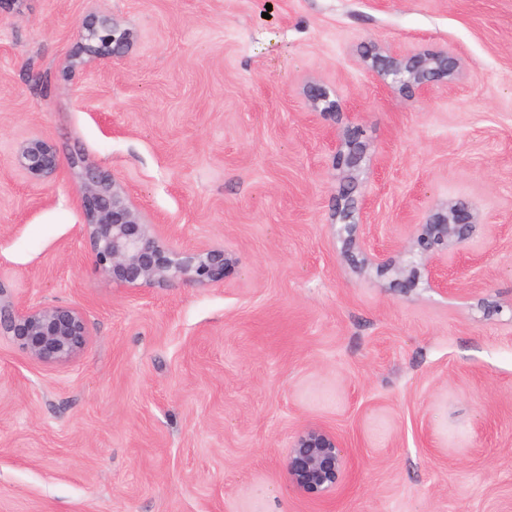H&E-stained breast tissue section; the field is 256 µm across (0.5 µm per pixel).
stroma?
<instances>
[{"label":"stroma","instance_id":"35a3bbf8","mask_svg":"<svg viewBox=\"0 0 512 512\" xmlns=\"http://www.w3.org/2000/svg\"><path fill=\"white\" fill-rule=\"evenodd\" d=\"M93 17L130 45L74 66ZM424 50L461 68L416 98L365 59ZM311 83L341 121L310 110ZM32 138L54 178L19 167ZM76 157L173 247L232 254L224 281L102 275ZM457 198L483 228L452 290L356 269ZM0 282L90 331L58 368L0 336V512H512V0H0ZM307 425L350 452L325 501L289 484ZM363 130L358 126H347L343 132L336 147L335 164L338 169L347 172L345 178L346 185L339 192L336 199V219L339 218L344 223V231L348 234L349 240H356V231L358 224L351 222L353 217L354 202L351 198L353 190L356 188L353 171L358 167L363 152L364 144L361 141ZM19 167L33 180L53 177L59 170V159L53 145L43 138L23 142L17 152Z\"/></svg>","mask_w":512,"mask_h":512}]
</instances>
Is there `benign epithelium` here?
<instances>
[{
    "mask_svg": "<svg viewBox=\"0 0 512 512\" xmlns=\"http://www.w3.org/2000/svg\"><path fill=\"white\" fill-rule=\"evenodd\" d=\"M86 43L79 51V63L97 64L121 57L129 43V33L107 21L86 22ZM371 70L382 80H391L409 97L422 95L436 84H450L460 61L446 51L410 54L388 52L370 55ZM313 111L323 116H340V104L330 99L322 86L307 87ZM363 130L349 126L336 147V167L346 172L336 199V217L344 223L350 240L356 239L358 224L351 221L356 188L353 171L358 167L364 144ZM19 167L31 179L53 177L59 159L53 145L43 138L23 142L17 152ZM72 165L82 168L77 187L86 224V236L95 263L112 282L128 287H167L174 283L209 285L224 280L234 259L222 249L199 247L178 251L165 243L150 224L127 202L115 180L81 159ZM477 216L465 199H456L432 212L416 225L413 247L426 261L430 278L439 288L452 284L448 261L465 251L473 240ZM362 266L376 268L392 276V287L402 294L417 284L418 269L409 261L392 257L364 256ZM0 335L10 336L32 359L47 366L74 361L88 343V324L82 311L69 306H29L6 294L0 282ZM288 475L300 493L322 498L341 487L347 477L348 459L341 438L325 427L299 430L289 445Z\"/></svg>",
    "mask_w": 512,
    "mask_h": 512,
    "instance_id": "1",
    "label": "benign epithelium"
}]
</instances>
